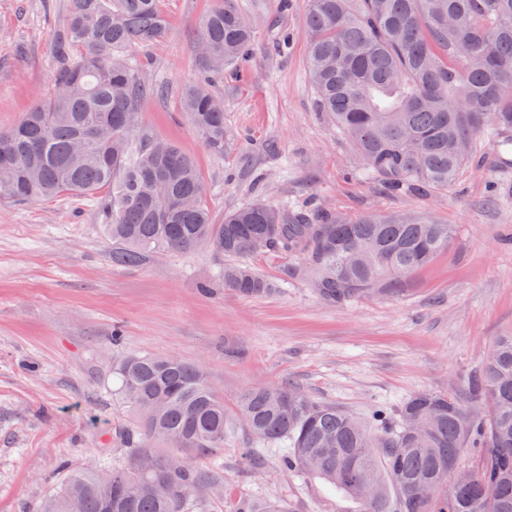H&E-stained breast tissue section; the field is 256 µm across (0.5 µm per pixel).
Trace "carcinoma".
<instances>
[{"label": "carcinoma", "instance_id": "1", "mask_svg": "<svg viewBox=\"0 0 512 512\" xmlns=\"http://www.w3.org/2000/svg\"><path fill=\"white\" fill-rule=\"evenodd\" d=\"M308 79L318 111L351 143L364 173L385 188L445 190L468 162L474 137L512 152V0H307ZM168 34L161 0H69L52 90L0 132V202L82 194L95 198L112 240V265L147 251L226 257L224 287L247 297L272 284L247 260L265 253L330 305L399 297L448 249L453 228L412 213L341 218L253 202L213 223L196 160L137 133L147 93L145 48ZM255 41L236 0H216L200 24V78L182 106L218 154L229 146L224 71ZM265 239L255 249L253 241ZM133 414L122 431L127 461L71 474L44 512H207L192 496L210 470L193 462L242 427L243 455L280 448L279 466L302 470L353 498L360 512H512V334L496 339L466 396L421 392L393 416L366 419L293 386L247 390L238 416L203 366L134 355L116 366ZM171 446L159 453L156 445ZM481 452L457 480L448 463ZM233 512H294L286 500L240 496Z\"/></svg>", "mask_w": 512, "mask_h": 512}]
</instances>
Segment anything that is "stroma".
I'll use <instances>...</instances> for the list:
<instances>
[{
  "mask_svg": "<svg viewBox=\"0 0 512 512\" xmlns=\"http://www.w3.org/2000/svg\"><path fill=\"white\" fill-rule=\"evenodd\" d=\"M67 2L0 0V131L50 91ZM238 4L255 43L218 89L231 148H205L180 101L197 73L198 26L215 0H163L169 33L152 48L146 78L168 94L139 108L144 130L194 156L214 222L261 199L345 217L423 213L453 225L452 242L404 297L333 306L306 282L284 280L288 260L279 255L253 261L273 284L269 294L243 297L219 283L205 293L198 281L217 269L208 248L118 268L90 198L0 203V512H42L71 473L124 460L119 430L130 412L115 394L114 368L125 356L201 363L232 415L246 390L276 383L363 418L379 402L398 413L426 390L463 395L496 336L512 331V169H494L493 138L476 136L448 190L382 188L317 108L305 0H288L284 12L276 0ZM243 441L227 438L211 456L223 479L202 493L208 512H231L242 494L286 499L295 512H358L320 479L281 469L278 449H261L254 468L241 456Z\"/></svg>",
  "mask_w": 512,
  "mask_h": 512,
  "instance_id": "35a3bbf8",
  "label": "stroma"
}]
</instances>
